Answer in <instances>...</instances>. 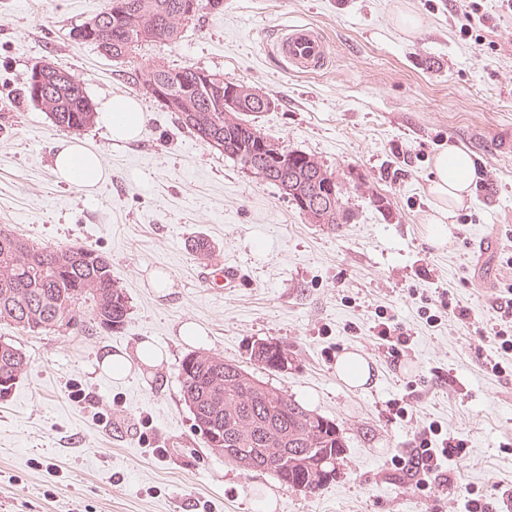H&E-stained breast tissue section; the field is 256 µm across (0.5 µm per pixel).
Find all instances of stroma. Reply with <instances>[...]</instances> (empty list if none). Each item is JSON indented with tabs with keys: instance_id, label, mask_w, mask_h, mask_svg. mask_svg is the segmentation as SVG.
<instances>
[{
	"instance_id": "1",
	"label": "stroma",
	"mask_w": 512,
	"mask_h": 512,
	"mask_svg": "<svg viewBox=\"0 0 512 512\" xmlns=\"http://www.w3.org/2000/svg\"><path fill=\"white\" fill-rule=\"evenodd\" d=\"M479 2L487 22L464 37L453 20L462 0H224L177 43L117 63L69 36L106 0H0V226L103 254L130 307L122 328L92 336L0 324L28 359L0 402V512H257L269 494L275 512H458L453 496L418 490L397 465L433 421L469 443L449 465L456 488L499 503L497 485L512 487V372L487 374L490 342L419 316L423 298L445 290L488 321L498 289L512 283V153L496 148L512 138V14L499 0ZM398 5L420 18L417 34L395 26ZM292 24L323 32L325 69L296 73L273 54ZM45 60L84 82L95 104L134 97L146 113L134 142H112L98 122L78 132L109 172L93 191L56 178L54 150L69 134L21 96ZM152 63L200 67L273 96L257 125L335 174L350 222L336 232L306 223L277 186L183 129L132 79ZM451 144L482 177L438 247L427 188L434 156ZM198 232L216 242L215 260L237 269L232 286L209 281L188 251ZM380 306L413 333L395 363L373 343ZM187 320L206 341L178 338ZM147 336L168 351L161 366L121 382L99 371L98 359L133 352ZM260 338L291 355L270 383L343 432L336 477L315 493L214 454L182 401L186 354L245 367ZM347 350L372 367L365 387L336 376ZM75 380L87 394L80 404L69 398ZM395 402L407 418L393 415Z\"/></svg>"
}]
</instances>
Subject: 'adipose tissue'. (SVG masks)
I'll list each match as a JSON object with an SVG mask.
<instances>
[{"label": "adipose tissue", "instance_id": "obj_1", "mask_svg": "<svg viewBox=\"0 0 512 512\" xmlns=\"http://www.w3.org/2000/svg\"><path fill=\"white\" fill-rule=\"evenodd\" d=\"M100 120L116 141L137 139L145 127L144 111L140 103L131 98L118 97L105 102L100 110ZM433 169L434 175L428 186L434 201L433 212L428 218L429 234L435 244L442 245L448 240V226L469 196L470 185L477 174L468 154L454 146L436 156ZM54 172L58 179L86 189L96 188L108 177L100 155L75 140L57 144ZM165 356L163 349L146 338L137 343L134 353L111 352L105 354L98 365L102 372L120 380L136 371L138 365L159 366Z\"/></svg>", "mask_w": 512, "mask_h": 512}]
</instances>
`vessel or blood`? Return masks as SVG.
Instances as JSON below:
<instances>
[{"mask_svg": "<svg viewBox=\"0 0 512 512\" xmlns=\"http://www.w3.org/2000/svg\"><path fill=\"white\" fill-rule=\"evenodd\" d=\"M274 53L299 72L323 69L328 61V44L317 27L295 26L283 30L273 44Z\"/></svg>", "mask_w": 512, "mask_h": 512, "instance_id": "obj_1", "label": "vessel or blood"}]
</instances>
